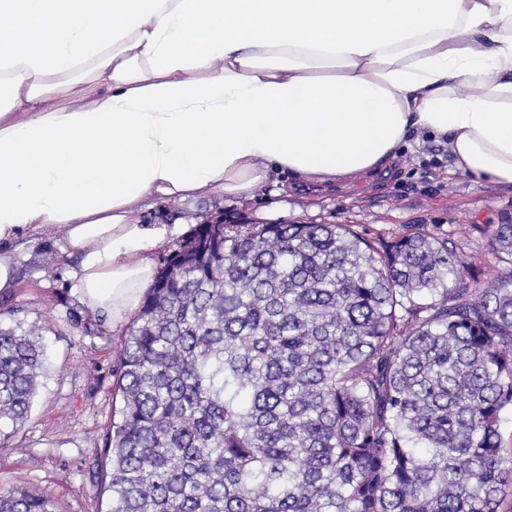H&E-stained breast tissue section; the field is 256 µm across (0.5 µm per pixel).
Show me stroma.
I'll return each instance as SVG.
<instances>
[{
  "label": "stroma",
  "instance_id": "stroma-1",
  "mask_svg": "<svg viewBox=\"0 0 512 512\" xmlns=\"http://www.w3.org/2000/svg\"><path fill=\"white\" fill-rule=\"evenodd\" d=\"M446 145L428 140L403 149L396 165L333 184L281 176L248 198L222 190L170 199L140 212L146 224H180L192 231L201 213H238L252 224H351L381 242L427 229L477 256L483 279L496 273L486 245L492 224L512 214V185L451 171ZM49 238L16 242L19 286L0 296V324L38 328L46 360L30 413L0 451V484L51 493L58 512H107L110 493L100 450L115 408L113 346L124 327L85 313L72 276L75 261Z\"/></svg>",
  "mask_w": 512,
  "mask_h": 512
}]
</instances>
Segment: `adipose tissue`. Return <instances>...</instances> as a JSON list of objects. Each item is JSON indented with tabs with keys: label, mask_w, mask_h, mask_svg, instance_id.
<instances>
[{
	"label": "adipose tissue",
	"mask_w": 512,
	"mask_h": 512,
	"mask_svg": "<svg viewBox=\"0 0 512 512\" xmlns=\"http://www.w3.org/2000/svg\"><path fill=\"white\" fill-rule=\"evenodd\" d=\"M512 185V0H0V295L64 230L120 323L168 233L151 200L366 175L412 138Z\"/></svg>",
	"instance_id": "obj_1"
}]
</instances>
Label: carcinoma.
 I'll return each mask as SVG.
<instances>
[{
  "label": "carcinoma",
  "mask_w": 512,
  "mask_h": 512,
  "mask_svg": "<svg viewBox=\"0 0 512 512\" xmlns=\"http://www.w3.org/2000/svg\"><path fill=\"white\" fill-rule=\"evenodd\" d=\"M476 264L429 231L213 224L168 249L116 344L108 512H502L512 486V216ZM34 333L0 327V423ZM0 512H57L0 487Z\"/></svg>",
  "instance_id": "obj_1"
}]
</instances>
